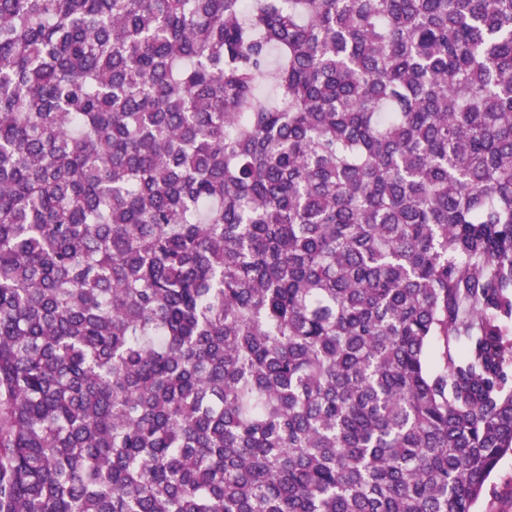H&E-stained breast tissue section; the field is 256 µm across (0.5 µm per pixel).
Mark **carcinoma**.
I'll use <instances>...</instances> for the list:
<instances>
[{"label":"carcinoma","mask_w":512,"mask_h":512,"mask_svg":"<svg viewBox=\"0 0 512 512\" xmlns=\"http://www.w3.org/2000/svg\"><path fill=\"white\" fill-rule=\"evenodd\" d=\"M512 452V0H0V512H475Z\"/></svg>","instance_id":"carcinoma-1"}]
</instances>
